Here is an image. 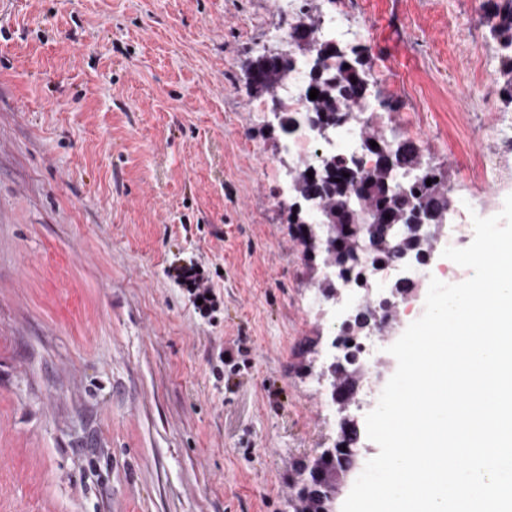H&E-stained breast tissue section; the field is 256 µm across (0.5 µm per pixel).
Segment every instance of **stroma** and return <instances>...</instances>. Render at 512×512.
Returning <instances> with one entry per match:
<instances>
[{"mask_svg":"<svg viewBox=\"0 0 512 512\" xmlns=\"http://www.w3.org/2000/svg\"><path fill=\"white\" fill-rule=\"evenodd\" d=\"M280 0H0V512H292L338 415L310 357L342 320L288 224L286 137L248 88ZM485 0H311L369 14L373 93L491 217L512 105ZM201 264V317L166 275Z\"/></svg>","mask_w":512,"mask_h":512,"instance_id":"stroma-1","label":"stroma"}]
</instances>
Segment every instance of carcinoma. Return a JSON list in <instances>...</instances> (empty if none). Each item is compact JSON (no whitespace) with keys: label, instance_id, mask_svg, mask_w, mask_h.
I'll use <instances>...</instances> for the list:
<instances>
[{"label":"carcinoma","instance_id":"obj_1","mask_svg":"<svg viewBox=\"0 0 512 512\" xmlns=\"http://www.w3.org/2000/svg\"><path fill=\"white\" fill-rule=\"evenodd\" d=\"M487 23L490 32L500 44V75L503 78L504 101L512 104V0H487ZM319 21L308 9L301 10L289 28H304L316 32ZM316 43L312 52L315 67L310 73L307 89H316L319 95L308 100L310 123L349 121L354 110L363 108L371 98L368 74L373 63L368 49H352L349 52L329 42ZM300 47H288V54L275 61L261 55L249 64L251 89L259 94H273L288 81L292 57L303 55ZM377 146H368L370 141ZM363 150L376 157L372 169L358 173L333 158L326 159L320 171L302 167L290 178L289 189L292 203L288 207V223L303 246L304 258L311 262L319 253L321 264L331 263L344 276L349 275L356 264L348 261L355 252L371 247L385 257H392V250L399 255L416 260L434 248L431 236L417 231L404 234L401 225L411 223L416 210L425 211L438 206L451 212L453 198L448 185V175L430 165L420 148L411 139L391 148L385 134L378 131L376 117L366 116V135ZM408 170L414 176L410 187L400 190L395 185L399 170ZM313 172L308 177L307 172ZM431 184H426L427 180ZM305 202L322 206L325 213L326 235L319 236L317 224L296 222L297 204ZM350 464L347 451L335 445L302 464L296 480V512H329L328 488L336 481V474Z\"/></svg>","mask_w":512,"mask_h":512}]
</instances>
